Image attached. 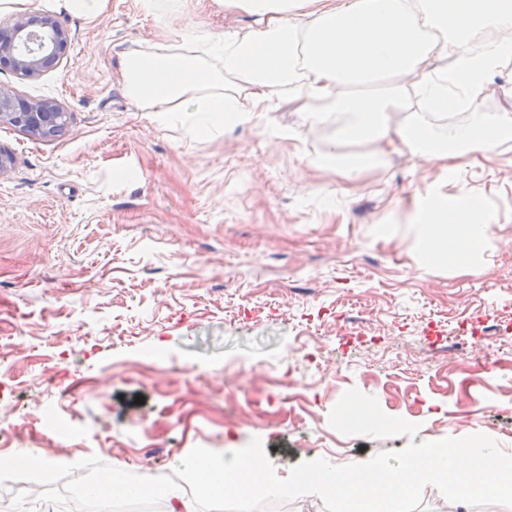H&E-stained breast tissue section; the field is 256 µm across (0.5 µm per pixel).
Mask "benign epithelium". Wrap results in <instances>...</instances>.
Masks as SVG:
<instances>
[{
  "label": "benign epithelium",
  "instance_id": "benign-epithelium-1",
  "mask_svg": "<svg viewBox=\"0 0 512 512\" xmlns=\"http://www.w3.org/2000/svg\"><path fill=\"white\" fill-rule=\"evenodd\" d=\"M8 34L0 36V63L21 76H33L55 67L65 55L70 36L52 16L25 12L5 23ZM67 113L51 100L19 101L17 93L0 84V122L19 126L41 138L62 132Z\"/></svg>",
  "mask_w": 512,
  "mask_h": 512
}]
</instances>
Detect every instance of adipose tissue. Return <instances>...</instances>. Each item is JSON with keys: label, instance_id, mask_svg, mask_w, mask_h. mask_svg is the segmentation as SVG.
<instances>
[{"label": "adipose tissue", "instance_id": "1", "mask_svg": "<svg viewBox=\"0 0 512 512\" xmlns=\"http://www.w3.org/2000/svg\"><path fill=\"white\" fill-rule=\"evenodd\" d=\"M251 15L246 28L213 36L184 29L123 62L138 110L204 132L254 122L294 105L300 126L333 128L325 159L346 173L396 154L443 172L512 143V109L446 122L449 107L489 91L512 64V0H224ZM458 228L456 262L469 263L491 218L463 193L419 212L424 252L437 259L433 221Z\"/></svg>", "mask_w": 512, "mask_h": 512}]
</instances>
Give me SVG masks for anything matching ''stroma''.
Returning a JSON list of instances; mask_svg holds the SVG:
<instances>
[{
  "label": "stroma",
  "instance_id": "1",
  "mask_svg": "<svg viewBox=\"0 0 512 512\" xmlns=\"http://www.w3.org/2000/svg\"><path fill=\"white\" fill-rule=\"evenodd\" d=\"M24 9L72 41L40 74L0 66V84L68 114L49 138L0 123L13 159L0 176L12 457L169 474L195 447L232 452L256 436L284 478L303 461L403 449L404 436L331 426L352 387L419 424L417 441L480 432L512 453V144L452 175L398 157L350 178L314 165L332 132L299 126L289 105L201 135L134 109L121 63L159 24L140 0H110L92 21L51 0ZM247 22L185 0L170 30ZM462 192L493 218L480 253L425 263L417 203ZM48 406L87 428L82 453L42 432Z\"/></svg>",
  "mask_w": 512,
  "mask_h": 512
}]
</instances>
